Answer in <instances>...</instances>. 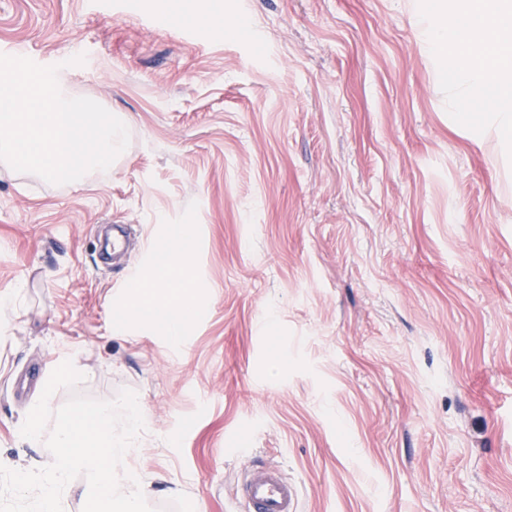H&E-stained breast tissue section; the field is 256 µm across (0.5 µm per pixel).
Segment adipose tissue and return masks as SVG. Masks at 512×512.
I'll list each match as a JSON object with an SVG mask.
<instances>
[{"instance_id": "1", "label": "adipose tissue", "mask_w": 512, "mask_h": 512, "mask_svg": "<svg viewBox=\"0 0 512 512\" xmlns=\"http://www.w3.org/2000/svg\"><path fill=\"white\" fill-rule=\"evenodd\" d=\"M192 286L187 276V256L177 251L154 264L149 278L136 289L129 307L140 314L164 316L169 336L177 337L196 316Z\"/></svg>"}]
</instances>
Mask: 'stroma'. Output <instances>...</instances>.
I'll return each mask as SVG.
<instances>
[{
    "label": "stroma",
    "instance_id": "1",
    "mask_svg": "<svg viewBox=\"0 0 512 512\" xmlns=\"http://www.w3.org/2000/svg\"><path fill=\"white\" fill-rule=\"evenodd\" d=\"M6 44L130 142L80 183L0 165V464H51L18 389L69 359L136 392L155 512H246L263 464L300 512H512V161L448 115L418 0H0ZM183 224L175 340L126 305Z\"/></svg>",
    "mask_w": 512,
    "mask_h": 512
}]
</instances>
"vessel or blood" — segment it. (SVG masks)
<instances>
[{
	"label": "vessel or blood",
	"mask_w": 512,
	"mask_h": 512,
	"mask_svg": "<svg viewBox=\"0 0 512 512\" xmlns=\"http://www.w3.org/2000/svg\"><path fill=\"white\" fill-rule=\"evenodd\" d=\"M239 494L247 512H300L297 486L276 466L248 468Z\"/></svg>",
	"instance_id": "obj_1"
}]
</instances>
